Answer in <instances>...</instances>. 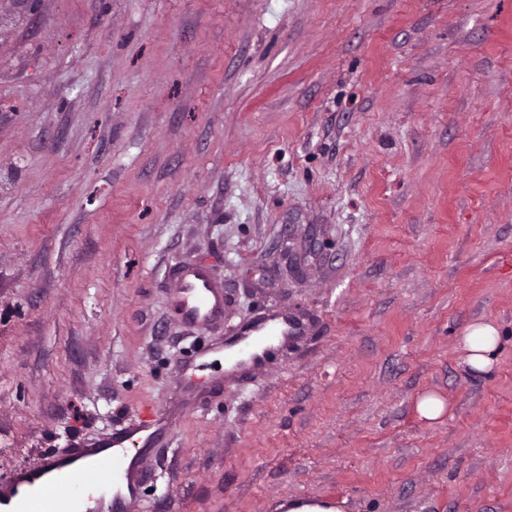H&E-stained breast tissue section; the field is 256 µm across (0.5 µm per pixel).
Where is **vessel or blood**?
Returning <instances> with one entry per match:
<instances>
[{
	"label": "vessel or blood",
	"mask_w": 512,
	"mask_h": 512,
	"mask_svg": "<svg viewBox=\"0 0 512 512\" xmlns=\"http://www.w3.org/2000/svg\"><path fill=\"white\" fill-rule=\"evenodd\" d=\"M173 309L183 321L205 326L223 313L224 296L206 269L189 263L177 280ZM297 330L287 315L272 316L247 328L230 356L258 361V347ZM172 417L169 409L153 411L106 438L52 452L1 486L0 497L14 512H138L147 462L166 442Z\"/></svg>",
	"instance_id": "obj_1"
}]
</instances>
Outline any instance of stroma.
<instances>
[{
    "mask_svg": "<svg viewBox=\"0 0 512 512\" xmlns=\"http://www.w3.org/2000/svg\"><path fill=\"white\" fill-rule=\"evenodd\" d=\"M188 259L216 326L170 310ZM278 311L142 512H512V0H0V485ZM289 332L298 333L299 327L288 319V315L278 314L247 328L243 331V336L233 343H225L223 351L226 348H233L228 357L233 358L235 365L239 362L244 363L241 356H249V360L253 361L256 366L262 363L259 357L263 355L264 351L280 338H288ZM261 346H265V348L259 354L255 350ZM499 332L494 324L476 323L467 329L463 337L464 350L467 352L465 362L473 370H489L499 351ZM344 504V501L321 498L289 499L287 512H345Z\"/></svg>",
    "mask_w": 512,
    "mask_h": 512,
    "instance_id": "obj_1",
    "label": "stroma"
}]
</instances>
